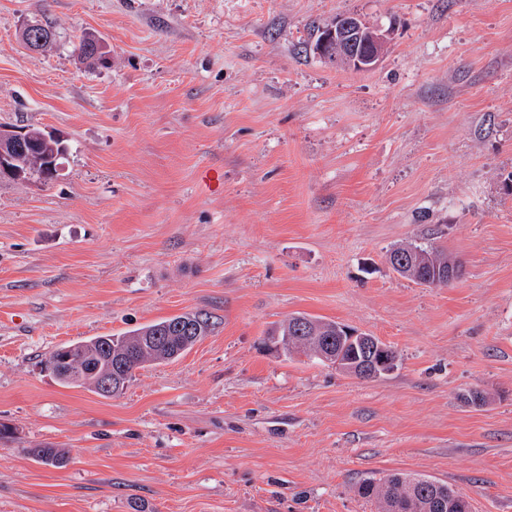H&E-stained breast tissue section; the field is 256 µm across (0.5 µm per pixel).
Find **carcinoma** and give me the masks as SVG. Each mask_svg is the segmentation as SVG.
I'll return each mask as SVG.
<instances>
[{
	"label": "carcinoma",
	"mask_w": 512,
	"mask_h": 512,
	"mask_svg": "<svg viewBox=\"0 0 512 512\" xmlns=\"http://www.w3.org/2000/svg\"><path fill=\"white\" fill-rule=\"evenodd\" d=\"M36 136L32 146L33 157L42 159L49 155H64L66 148L61 142L38 139L41 129L30 127ZM434 255L443 262H451L454 278L461 275L459 263L451 255L431 245L398 246ZM305 319L309 329L301 331L294 321ZM336 322L306 314L288 317L273 326L280 336L288 338L284 354L301 352L324 363L339 364V369L349 371L348 365L360 357L356 341L348 334L334 333ZM211 322L202 311L186 312L158 322L146 324L120 336H98L77 344L63 345L46 359L59 382L65 386L87 387L98 390L97 380L109 370L131 372L146 365L167 363L181 357L202 337L208 335ZM42 463L62 468L68 462L66 453L49 445L31 449ZM358 494L374 502L377 512H470L466 498L447 484L422 476L393 474L384 479L368 477L357 488Z\"/></svg>",
	"instance_id": "cac0c4a2"
}]
</instances>
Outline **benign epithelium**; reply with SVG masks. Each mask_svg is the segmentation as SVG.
Wrapping results in <instances>:
<instances>
[{"label":"benign epithelium","mask_w":512,"mask_h":512,"mask_svg":"<svg viewBox=\"0 0 512 512\" xmlns=\"http://www.w3.org/2000/svg\"><path fill=\"white\" fill-rule=\"evenodd\" d=\"M325 34L322 39L320 53L326 60L343 65L351 60L357 63L358 68H375L383 55L387 44V33L372 28L368 36H363L364 26L362 20L355 15H345L336 18L330 25L323 28ZM22 35L28 48L34 52L42 50L46 40V33L40 25L28 24ZM29 143L27 129L0 124V177L14 181L28 182L33 179H42L48 172H53L52 159L44 161L41 170L29 168L21 160V155ZM433 256L420 253H396L392 256L391 265L409 273L420 270L423 266L431 264ZM359 342L365 351V358L353 366L360 377L375 379L391 371L398 361L395 351L378 343L374 338L362 335Z\"/></svg>","instance_id":"benign-epithelium-1"}]
</instances>
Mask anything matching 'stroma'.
<instances>
[{
	"label": "stroma",
	"mask_w": 512,
	"mask_h": 512,
	"mask_svg": "<svg viewBox=\"0 0 512 512\" xmlns=\"http://www.w3.org/2000/svg\"><path fill=\"white\" fill-rule=\"evenodd\" d=\"M344 14L392 25L376 68L306 51ZM0 123L68 147L0 181V512H376L357 483L401 473L512 512V0H0ZM415 241L461 277L396 274ZM197 310L212 333L119 396L44 367ZM298 312L396 368L267 348ZM359 342L365 351V358L354 364L353 371H356L361 378H379L394 368L398 357L392 348L378 343L367 335L360 336Z\"/></svg>",
	"instance_id": "obj_1"
}]
</instances>
